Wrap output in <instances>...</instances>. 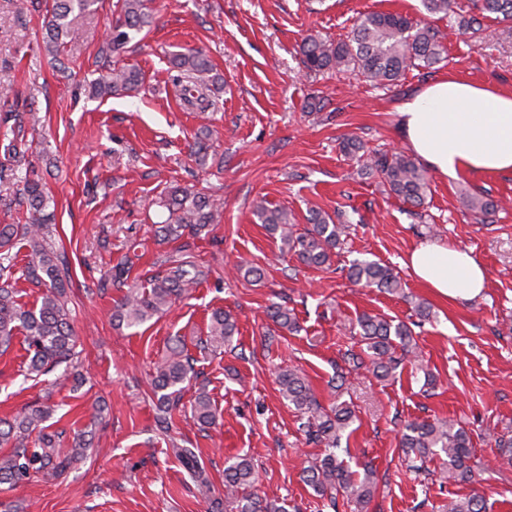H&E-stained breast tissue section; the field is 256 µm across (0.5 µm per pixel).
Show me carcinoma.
<instances>
[{
  "label": "carcinoma",
  "mask_w": 512,
  "mask_h": 512,
  "mask_svg": "<svg viewBox=\"0 0 512 512\" xmlns=\"http://www.w3.org/2000/svg\"><path fill=\"white\" fill-rule=\"evenodd\" d=\"M147 0H122V20L105 37L102 50L111 54L122 52L150 24ZM95 0H53L44 17L47 31V51L52 68L63 70L58 58V41L63 34L77 36L69 16L74 11H86ZM425 19L413 21L394 13L369 12L354 23L344 40L332 41L318 35L304 37L299 52L306 73L320 75L329 72H350L372 86H388L410 70H428L446 61L444 34L431 19L455 15L459 30L476 34L485 22L512 23V0H477L471 10L458 7L456 0H421ZM178 69L175 81L181 83L184 103L196 110L206 111L214 106L212 87L218 78L211 75L212 67L200 50L189 49L170 59ZM141 74L134 69L114 68L112 72L90 86L91 95L106 98L138 89ZM342 151L355 159L360 171L380 179L388 191L404 202L420 206L430 191L427 172L410 156L402 152H373L353 137L342 142ZM13 180L21 184L19 202L28 212L24 224H0V355L12 346L16 335L23 336L28 361L25 377L37 380L59 366L70 365L76 358V336L71 327V310L65 299V284L71 278V267L48 242V224L54 214L47 212L52 199L40 179L21 176L14 165L0 164V181ZM159 204L168 212L160 232L179 239L188 234L198 237L212 224L220 222L224 202L205 193L188 188L173 187L161 197ZM467 206L475 218L483 221L495 210L493 202L481 196L467 198ZM254 214L262 224L279 234L281 250L292 252L308 266L322 268L331 265L332 256L347 237L348 225L335 222L329 215L313 212L309 226L299 230L288 211L268 206L261 200ZM26 246L24 275L44 288L40 305L27 308L17 300L15 290L4 280L17 264L12 249ZM130 260L118 262L98 280V288H115L122 292L114 318L128 328H138L155 316L169 310L198 284L201 271L178 263L151 279L148 289L127 287ZM348 277L368 288L396 293L401 283L392 269L377 262L358 260L348 269ZM270 318L281 330L294 333L299 325L292 310L281 306L270 308ZM362 353L349 352L347 361L357 369H365L378 379H386L404 362L416 357V344L411 328L378 316L365 315L358 322ZM236 332L233 317L217 309L212 312L206 339L200 350L216 349L228 342ZM197 376L194 359L184 353V346L175 341L169 355L156 366L154 394L162 415L158 422L164 429L172 423L173 414L182 411L185 383ZM279 391L300 414L299 429L307 442L323 447V452L309 461L303 469V481L316 496L326 500V507L337 509V494L356 506V512L371 502L377 491V476L372 465L362 470L350 468L340 458L343 434L353 423L354 405L346 400L324 408L315 396L307 379L292 367L280 369ZM191 415L199 425L210 426L215 413L210 397L203 390L190 401ZM48 406L25 407L13 420H0V441L14 442V449L0 455V485L10 488L35 476L57 480L68 470L72 455L83 452L86 440L74 434L71 453L61 455L57 445L65 431H49ZM37 433V443L28 446L29 436ZM400 447L406 457L425 464L436 457L442 459L439 478L443 481H470L475 473L469 460L472 439L465 428L447 420L412 421L403 428ZM174 457L189 472L199 493L217 509L229 503L235 512H288L287 504L262 498L249 492L258 480L254 464L246 456L236 458L224 467V498L213 497L214 484L194 448L173 445ZM447 512H484L481 498H452Z\"/></svg>",
  "instance_id": "obj_1"
}]
</instances>
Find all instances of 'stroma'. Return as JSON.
<instances>
[{"mask_svg":"<svg viewBox=\"0 0 512 512\" xmlns=\"http://www.w3.org/2000/svg\"><path fill=\"white\" fill-rule=\"evenodd\" d=\"M154 22L139 48L97 63L103 35L121 15L119 0H97L74 24L82 36L63 38L66 72L52 70L43 16L29 0H0V82L26 113L32 148L20 168L34 170L55 203L51 238L72 268L68 306L78 338V391L23 377L22 338L0 355V419L24 406L52 407L63 430L61 453L72 435L91 431L86 459L59 480L39 477L0 490V501L21 512H211L183 466L169 453L172 439L198 448L214 483L234 456L248 455L258 472L256 491L287 500L296 512H319L322 502L301 480L318 449L299 429L293 405L283 400L277 367L307 376L323 406L352 401L357 418L349 439L351 463H372L378 490L368 512H439L448 497L483 496L486 512H512V467L499 464L497 437L512 435V174L444 177L429 173L423 206L404 204L379 180L361 175L339 147L354 136L368 148L405 151L397 107L420 89L452 75L512 91V23H489L477 38L440 20L448 59L430 76L408 72L390 89H375L347 74L306 75L299 45L308 34L345 39L362 14L400 13L416 19L420 0H151ZM203 49L224 79L214 110H185L175 93L171 53ZM141 72L139 92L90 98V81L111 68ZM327 104L309 111L313 91ZM213 132L206 165L190 156L195 133ZM222 197L224 215L207 235L191 240L189 255L205 277L158 321L138 331L112 322L115 290L97 281L121 256L133 269L129 285L146 288L165 260L178 259L176 243L159 242L168 216L157 201L172 186ZM478 194L497 206L491 223H477L466 205ZM287 209L299 227L310 211L341 213L350 227L330 269H315L280 251L278 235L253 216L257 198ZM472 252L486 266L478 298L448 301L434 295L404 266L424 243ZM375 260L400 278L388 294L353 283L343 270L353 260ZM260 269L261 279L239 266ZM426 302L428 319L416 305ZM294 310L302 330L265 344L274 324L271 304ZM224 309L237 331L222 352L202 353L213 310ZM369 313L411 324L419 367L381 381L345 365L359 350L357 319ZM180 338L217 415L200 430L190 415L173 417L162 432L153 394L155 367ZM343 372L344 385L330 381ZM451 420L473 441L475 478L441 483L440 460L414 472L399 448L411 420Z\"/></svg>","mask_w":512,"mask_h":512,"instance_id":"35a3bbf8","label":"stroma"}]
</instances>
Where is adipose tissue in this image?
<instances>
[{
	"instance_id": "adipose-tissue-1",
	"label": "adipose tissue",
	"mask_w": 512,
	"mask_h": 512,
	"mask_svg": "<svg viewBox=\"0 0 512 512\" xmlns=\"http://www.w3.org/2000/svg\"><path fill=\"white\" fill-rule=\"evenodd\" d=\"M412 153L442 176L512 171V93L454 76L427 86L399 108ZM405 264L425 287L456 301L478 297L487 282L472 252L422 244Z\"/></svg>"
}]
</instances>
